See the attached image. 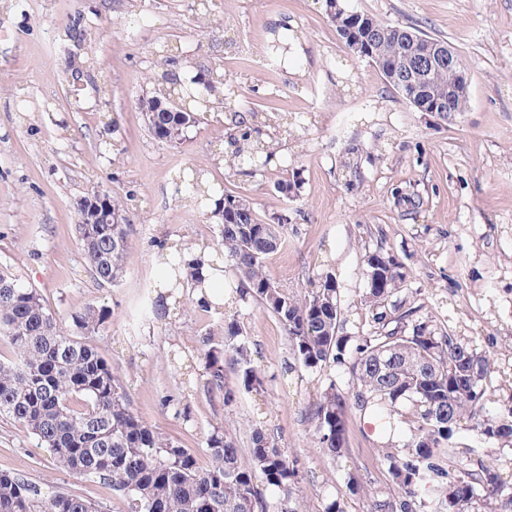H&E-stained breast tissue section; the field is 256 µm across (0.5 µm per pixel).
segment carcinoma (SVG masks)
<instances>
[{"label": "carcinoma", "instance_id": "1", "mask_svg": "<svg viewBox=\"0 0 512 512\" xmlns=\"http://www.w3.org/2000/svg\"><path fill=\"white\" fill-rule=\"evenodd\" d=\"M326 9L333 10V0H326ZM328 18L346 47L362 46L360 58L374 63L404 101L416 103L422 112H446L450 105L465 111L466 92L451 104L433 99L431 86L447 84V71L434 70L420 81L410 78L408 66L419 56L421 44L408 36L409 27L344 8ZM206 72V82L196 74L184 79L164 74L155 94L161 99L178 95L181 109L149 114L156 138L171 128L186 132L195 126L198 107L210 103L216 86L224 89V108L236 104L224 71L215 67ZM257 133L247 126L239 130L230 141V163L258 169L275 158L274 144ZM211 191L192 173L181 180L179 196L199 204ZM110 201L119 223L75 227L90 271L104 284L120 278L128 255L127 209L115 197ZM218 211L224 224L215 257L225 254L233 260L241 296L278 317L305 369L344 366L352 374V390H342L331 379L307 411L323 451L332 458L343 455L348 416L354 411L373 412L391 427H409L404 452L385 455L394 494L373 500L370 512H419L428 493L434 495L435 512H487L492 503L493 512H512V482L452 445L455 431L463 426L488 441L512 442L511 408L482 415L491 360L454 335L437 332L431 321L414 317L412 309L387 310L389 298L406 279L403 264L381 250L366 254L363 302L372 311L373 330L348 336L333 276L319 278L303 296L288 293L269 276L265 260L283 244V217L268 224L246 198L230 193L220 199ZM159 281L179 287V264L170 262ZM109 318L107 308L88 306L71 315L77 335H67L38 292L1 274L0 338L8 340L13 356L0 359V416L24 427L62 471L109 483L122 499L123 512H270L265 489L279 494L277 512H303L290 496L298 471L262 427L251 428L245 452L230 429L213 433L208 439L210 465L202 468L188 449L141 420L131 409L121 376L83 341ZM200 357L207 389L223 395L226 405L236 398V390L226 383L228 361L237 366L245 390L265 389V376L253 366L234 318L203 338ZM0 512L96 508L80 496L43 491L17 474L0 471Z\"/></svg>", "mask_w": 512, "mask_h": 512}]
</instances>
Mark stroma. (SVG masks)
Listing matches in <instances>:
<instances>
[{"mask_svg": "<svg viewBox=\"0 0 512 512\" xmlns=\"http://www.w3.org/2000/svg\"><path fill=\"white\" fill-rule=\"evenodd\" d=\"M213 2L204 16L195 0H0V274L38 290L67 331L72 312L108 307L112 316L91 343L122 376L134 412L191 449L200 466L210 464L213 431L236 427L244 448L255 423L295 460L292 497L305 512H322L332 500L344 512H368L394 492L382 459L388 439L353 412L346 452L334 460L305 417L328 381L351 389L346 368L302 367L279 319L236 294L221 310L187 303L144 315L158 292L160 249L207 246L220 234L213 206L191 214L178 202V175L189 168L246 197L261 219L287 217L267 271L296 295L331 273L345 334L369 330L366 253L394 255L407 273L397 301L491 357L485 408L512 405V0H339L447 41L467 68L463 112H420L401 99L376 66L350 53L325 0ZM76 17L96 51L90 77L77 83L67 68ZM276 32L292 36L285 67L255 51ZM161 46L223 68L240 99L233 112L204 108L177 145L154 137L138 105L154 90ZM269 112L290 130L265 125ZM242 123L277 144L262 172L230 166L219 153ZM295 176L298 193L284 194L281 183ZM97 190L131 200L127 266L112 285L94 278L75 232L78 200ZM226 317L238 320L266 377L264 392H246L227 366L237 390L229 405L206 392L199 360L203 337ZM171 397L186 417L175 416ZM456 442L512 474V443L469 430ZM0 471L86 498L99 512H122L108 485L62 472L26 429L3 417ZM352 475L364 485L360 494L347 488Z\"/></svg>", "mask_w": 512, "mask_h": 512, "instance_id": "stroma-1", "label": "stroma"}]
</instances>
